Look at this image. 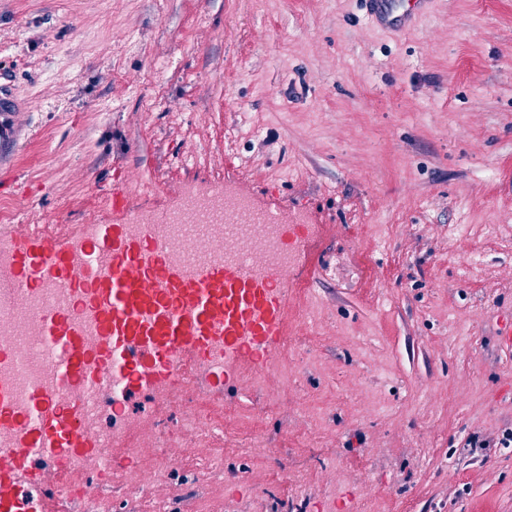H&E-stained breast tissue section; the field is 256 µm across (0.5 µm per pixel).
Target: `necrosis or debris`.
Masks as SVG:
<instances>
[{
	"mask_svg": "<svg viewBox=\"0 0 512 512\" xmlns=\"http://www.w3.org/2000/svg\"><path fill=\"white\" fill-rule=\"evenodd\" d=\"M160 231L174 254L197 262L205 261L214 252L232 254L246 246L259 267L281 257L276 238L267 226L239 223L237 214L225 211L224 197L218 192L190 193L183 208L174 212L170 223L161 225ZM63 296L62 289L49 288L42 301L20 300L8 286L0 285V328L5 329L8 340L26 355L23 369L14 375L17 388L52 379V363L33 321L40 311L53 306ZM128 401V392L119 384L113 389L111 405H101L90 397L85 400L82 425L94 436L99 450L67 470L64 477L65 489H81L83 512H98L100 503L94 476L107 464L112 446L125 442L130 429L138 424L137 415L126 411ZM223 437V421L202 419L195 408L182 406L171 425L144 431L141 445L157 449L174 462L184 455L214 447Z\"/></svg>",
	"mask_w": 512,
	"mask_h": 512,
	"instance_id": "1",
	"label": "necrosis or debris"
}]
</instances>
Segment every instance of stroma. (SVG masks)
Listing matches in <instances>:
<instances>
[{"instance_id": "1", "label": "stroma", "mask_w": 512, "mask_h": 512, "mask_svg": "<svg viewBox=\"0 0 512 512\" xmlns=\"http://www.w3.org/2000/svg\"><path fill=\"white\" fill-rule=\"evenodd\" d=\"M1 86L0 240L191 190L309 230L295 390L196 392L235 421L168 466L180 512H359L371 490L375 512H512V0H434L406 31L363 0H0ZM255 426L283 456L254 454ZM136 442L100 512H160L124 486Z\"/></svg>"}]
</instances>
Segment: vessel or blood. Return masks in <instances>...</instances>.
Listing matches in <instances>:
<instances>
[{"instance_id":"b4317fda","label":"vessel or blood","mask_w":512,"mask_h":512,"mask_svg":"<svg viewBox=\"0 0 512 512\" xmlns=\"http://www.w3.org/2000/svg\"><path fill=\"white\" fill-rule=\"evenodd\" d=\"M431 0H366L379 24L404 30ZM251 221L288 234L279 208L254 209ZM127 224H94L63 246L32 232L0 251V278L17 294L37 299L43 289L63 287L66 302L42 311L38 336L53 352L56 381H36L17 391L9 373L24 362L21 350L0 342V431L13 441L0 446V512H44V502L63 497L46 477L47 463L82 460L96 441L79 424L81 392L109 402L112 381L130 391L172 383L182 362L211 363L221 377L225 357L242 361L277 346L286 334L287 266L252 267L223 255L202 263L176 259L155 213L143 231ZM73 398L62 402L60 389Z\"/></svg>"}]
</instances>
